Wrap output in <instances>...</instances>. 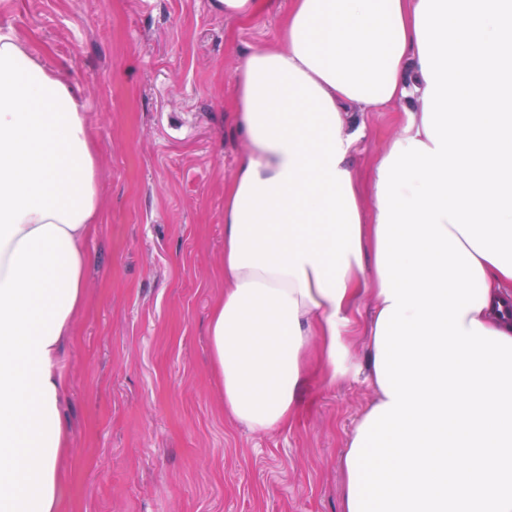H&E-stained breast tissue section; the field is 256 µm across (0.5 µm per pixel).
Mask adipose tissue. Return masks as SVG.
Masks as SVG:
<instances>
[{
	"instance_id": "obj_1",
	"label": "adipose tissue",
	"mask_w": 512,
	"mask_h": 512,
	"mask_svg": "<svg viewBox=\"0 0 512 512\" xmlns=\"http://www.w3.org/2000/svg\"><path fill=\"white\" fill-rule=\"evenodd\" d=\"M420 0H291L279 45L243 53L234 123L245 142L224 187V287L209 323L224 407L257 432L286 428L311 364L352 366L349 331L377 275L380 209L353 164L359 116L404 113L425 142ZM103 201L82 100L0 32V512H58L68 444L56 370L86 287L85 241ZM481 309L462 321L512 338V276L481 260Z\"/></svg>"
}]
</instances>
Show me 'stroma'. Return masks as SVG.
I'll use <instances>...</instances> for the list:
<instances>
[{"label":"stroma","mask_w":512,"mask_h":512,"mask_svg":"<svg viewBox=\"0 0 512 512\" xmlns=\"http://www.w3.org/2000/svg\"><path fill=\"white\" fill-rule=\"evenodd\" d=\"M290 0L228 18L214 0H0V29L64 72L86 104L105 209L57 366L69 434L61 512H340V460L370 400L365 300L354 367L312 373L288 428L224 409L208 317L224 292V185L245 144L226 106L250 47L278 43ZM370 181L403 115H363Z\"/></svg>","instance_id":"obj_1"}]
</instances>
